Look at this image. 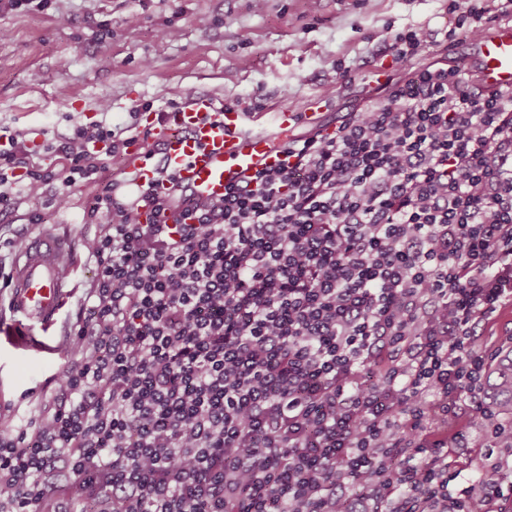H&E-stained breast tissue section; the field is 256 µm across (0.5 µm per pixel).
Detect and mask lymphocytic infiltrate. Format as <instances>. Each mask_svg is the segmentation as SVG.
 I'll return each instance as SVG.
<instances>
[{"label": "lymphocytic infiltrate", "mask_w": 512, "mask_h": 512, "mask_svg": "<svg viewBox=\"0 0 512 512\" xmlns=\"http://www.w3.org/2000/svg\"><path fill=\"white\" fill-rule=\"evenodd\" d=\"M449 8L445 45L512 19V0ZM434 42L409 26L385 49L403 67ZM131 143L75 127L56 169L1 133L0 215L53 181L67 208ZM284 153L222 199L183 197L173 224L149 188L136 209L108 188L89 207L76 362L0 432V512H472L474 494L502 497L496 465L459 483L448 426L465 393L490 415L477 330L512 303V89L411 68Z\"/></svg>", "instance_id": "lymphocytic-infiltrate-1"}]
</instances>
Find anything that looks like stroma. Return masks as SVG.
Instances as JSON below:
<instances>
[{
  "label": "stroma",
  "instance_id": "obj_1",
  "mask_svg": "<svg viewBox=\"0 0 512 512\" xmlns=\"http://www.w3.org/2000/svg\"><path fill=\"white\" fill-rule=\"evenodd\" d=\"M450 20L448 0H323L315 15L306 0H268L261 14L249 0H44L40 9L0 16V28L10 33L0 40V130L26 134L32 162L59 168L63 159L46 144L79 125L115 129L135 121L158 128L157 112L174 89L244 109L258 97L266 112L304 113L319 101V124L333 126L368 103L369 75L401 76L384 53L391 29L411 25L433 34ZM163 29L172 37L160 38ZM104 44L112 55L108 68L97 62ZM330 82L336 94L326 100L321 93ZM104 99L112 103L106 113L98 108ZM147 102L152 111H142ZM316 125L301 122L295 134L310 135ZM127 168L126 156L102 157L99 182L74 189L69 208L51 206L60 188L53 182L41 199L21 201L7 219L10 229H24L29 213H40L43 226L64 236L75 254L72 294L44 336L48 343L70 344L94 279L82 240L98 227L85 223L84 213L105 184L127 177ZM71 363L65 355L46 361L0 345V431L37 415L54 393L53 377ZM500 421L465 415L463 439L448 441L451 469L470 479L484 464L512 471V448L491 445Z\"/></svg>",
  "mask_w": 512,
  "mask_h": 512
}]
</instances>
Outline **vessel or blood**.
<instances>
[{
  "label": "vessel or blood",
  "instance_id": "vessel-or-blood-1",
  "mask_svg": "<svg viewBox=\"0 0 512 512\" xmlns=\"http://www.w3.org/2000/svg\"><path fill=\"white\" fill-rule=\"evenodd\" d=\"M467 64L489 86L512 87V23L501 22L476 40ZM242 113H217L213 100L194 98L174 113L171 125L159 129L163 160L178 178L177 185L162 180L158 167L145 151L131 152V175L115 183V198L133 205L144 188L162 195L183 190L199 199H219L225 188L257 170L282 163L283 144L298 124L296 113L280 110L273 131L242 130ZM67 250L65 240L42 230L29 238L9 285L8 309L17 330L15 340L25 347L37 346L34 329L55 325L70 290L58 273V260Z\"/></svg>",
  "mask_w": 512,
  "mask_h": 512
}]
</instances>
